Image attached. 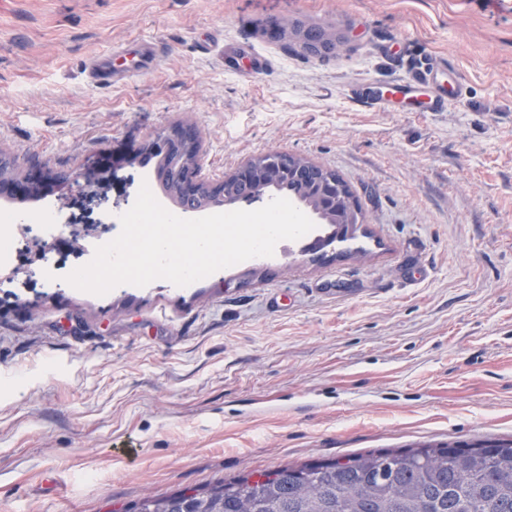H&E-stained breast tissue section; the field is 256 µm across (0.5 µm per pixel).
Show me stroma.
Returning a JSON list of instances; mask_svg holds the SVG:
<instances>
[{
    "label": "stroma",
    "mask_w": 512,
    "mask_h": 512,
    "mask_svg": "<svg viewBox=\"0 0 512 512\" xmlns=\"http://www.w3.org/2000/svg\"><path fill=\"white\" fill-rule=\"evenodd\" d=\"M285 19L344 51L270 40ZM141 39L164 48L155 68L86 80ZM239 42L269 69L224 57ZM400 54L454 62L463 98L356 107L349 87L399 76ZM177 123L200 130L208 183L271 151L335 171L368 255L314 263L284 240L188 288H73L152 178L138 151ZM0 152L64 178L0 199V512H116L279 465L512 439V0H0Z\"/></svg>",
    "instance_id": "1"
}]
</instances>
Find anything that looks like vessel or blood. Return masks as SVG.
Masks as SVG:
<instances>
[{
  "label": "vessel or blood",
  "instance_id": "obj_1",
  "mask_svg": "<svg viewBox=\"0 0 512 512\" xmlns=\"http://www.w3.org/2000/svg\"><path fill=\"white\" fill-rule=\"evenodd\" d=\"M464 88L455 77L453 64L445 57H433L397 77L386 90L363 85L349 89L355 105L375 111L394 112L405 108L411 112H444L463 96Z\"/></svg>",
  "mask_w": 512,
  "mask_h": 512
}]
</instances>
